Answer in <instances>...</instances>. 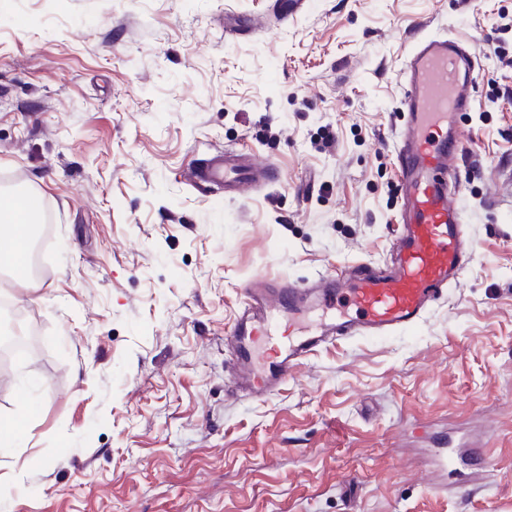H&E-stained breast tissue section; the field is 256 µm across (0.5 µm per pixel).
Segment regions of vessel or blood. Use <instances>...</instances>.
Wrapping results in <instances>:
<instances>
[{"mask_svg": "<svg viewBox=\"0 0 512 512\" xmlns=\"http://www.w3.org/2000/svg\"><path fill=\"white\" fill-rule=\"evenodd\" d=\"M404 127L397 146L403 224L392 267L360 270L354 277H324L316 287L253 279L242 287L246 307L231 332L236 348L235 390L269 395L317 348L342 336L382 337L416 328L429 306L440 300L466 259L467 238L461 211L444 179L462 153L458 113L469 111L470 57L445 35L424 38L403 61ZM276 177L264 163L240 153L211 156L203 178L238 192ZM323 317L296 338L277 344L258 364L255 340L276 336L282 322L303 318L310 304Z\"/></svg>", "mask_w": 512, "mask_h": 512, "instance_id": "1", "label": "vessel or blood"}]
</instances>
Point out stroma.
<instances>
[{
  "label": "stroma",
  "mask_w": 512,
  "mask_h": 512,
  "mask_svg": "<svg viewBox=\"0 0 512 512\" xmlns=\"http://www.w3.org/2000/svg\"><path fill=\"white\" fill-rule=\"evenodd\" d=\"M0 0V196L43 201L8 294L0 512H512V0ZM468 42L448 171L459 282L421 324L231 395L241 287L381 265L398 235L403 60ZM244 149L276 182L184 178ZM479 462L441 468L446 440Z\"/></svg>",
  "instance_id": "35a3bbf8"
}]
</instances>
